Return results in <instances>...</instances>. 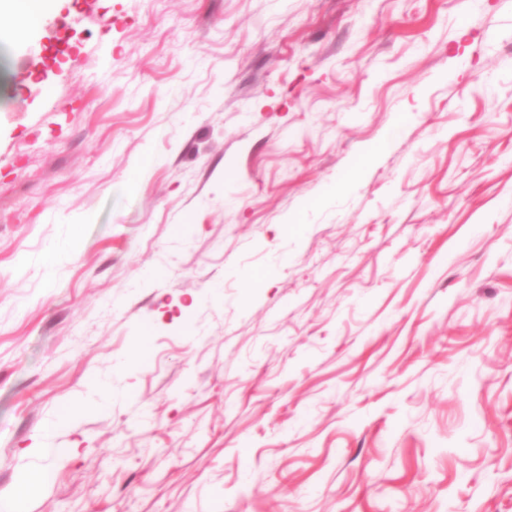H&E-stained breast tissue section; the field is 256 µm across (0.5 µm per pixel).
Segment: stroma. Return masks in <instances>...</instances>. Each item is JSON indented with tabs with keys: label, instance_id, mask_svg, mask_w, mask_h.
Here are the masks:
<instances>
[{
	"label": "stroma",
	"instance_id": "35a3bbf8",
	"mask_svg": "<svg viewBox=\"0 0 512 512\" xmlns=\"http://www.w3.org/2000/svg\"><path fill=\"white\" fill-rule=\"evenodd\" d=\"M461 2L0 43V497L512 512V0Z\"/></svg>",
	"mask_w": 512,
	"mask_h": 512
}]
</instances>
